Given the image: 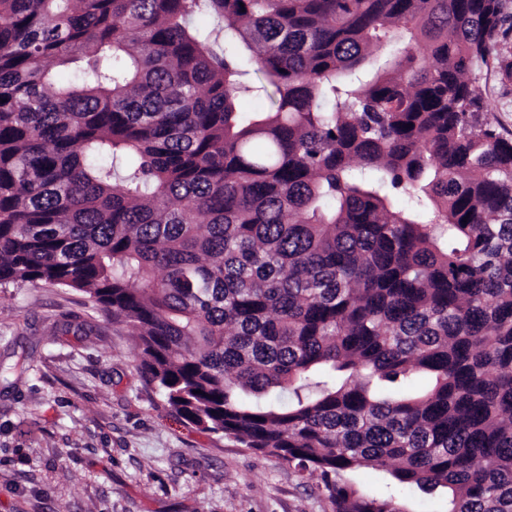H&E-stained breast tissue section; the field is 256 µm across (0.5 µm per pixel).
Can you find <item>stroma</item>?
<instances>
[{
    "label": "stroma",
    "instance_id": "35a3bbf8",
    "mask_svg": "<svg viewBox=\"0 0 512 512\" xmlns=\"http://www.w3.org/2000/svg\"><path fill=\"white\" fill-rule=\"evenodd\" d=\"M473 76L481 121L512 138V82ZM0 512H329L312 478L176 418L142 373L132 330L81 292L0 288Z\"/></svg>",
    "mask_w": 512,
    "mask_h": 512
}]
</instances>
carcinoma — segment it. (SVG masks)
<instances>
[{
	"label": "carcinoma",
	"instance_id": "obj_1",
	"mask_svg": "<svg viewBox=\"0 0 512 512\" xmlns=\"http://www.w3.org/2000/svg\"><path fill=\"white\" fill-rule=\"evenodd\" d=\"M505 21L0 0V288L86 294L179 418L318 476L330 512H512V138L471 78L512 80ZM351 478L363 489L374 492L384 493L385 474L372 468H362L351 475ZM443 505L444 494L441 491L431 495L412 491L405 496V507L410 512H439Z\"/></svg>",
	"mask_w": 512,
	"mask_h": 512
}]
</instances>
